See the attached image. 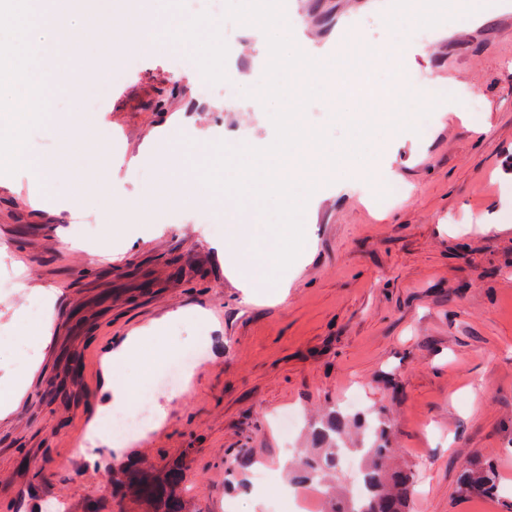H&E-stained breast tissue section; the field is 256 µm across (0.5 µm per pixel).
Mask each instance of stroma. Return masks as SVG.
<instances>
[{"label":"stroma","instance_id":"obj_1","mask_svg":"<svg viewBox=\"0 0 512 512\" xmlns=\"http://www.w3.org/2000/svg\"><path fill=\"white\" fill-rule=\"evenodd\" d=\"M293 16L327 53L358 40L362 49L384 43L396 0H290ZM512 0L490 11L463 14L449 25L447 11L403 25L409 56L397 67H375L377 82L399 72L413 85L451 87L453 97L429 115H412L415 130H400L378 152L371 173L348 186L326 179L304 210L305 244L285 271L283 298L258 295L245 302L233 270L241 254L230 228L252 231L272 245L267 219L254 199L237 205L209 194L200 208H174L143 217L135 202L156 185L147 159L164 138L180 157L176 176L188 194L214 143L235 144L239 130L252 142L275 136L264 104L245 111L223 94L200 100L209 82L252 64L264 72L266 37L253 25L203 17L184 0L166 9L152 31L151 49L124 81L111 79L121 56L87 74L89 94L103 99L93 118L97 137L86 156L118 155L111 197L67 200L80 164L64 166L55 186L27 171L0 174V388L18 379L26 387L16 409L0 416V512H47L66 496V512H136L112 496V468L135 460L188 464L189 512H295L283 497L285 446L311 445L308 427L341 407L349 395L360 411L390 426L398 461L416 475L409 512H512ZM164 27L187 32L200 52L201 77ZM246 39L243 50L218 55L225 31ZM165 100L164 111L152 104ZM84 102L57 93L48 115L28 139L44 156L64 151L60 136ZM346 100L322 95L304 112L310 128L342 142L335 117ZM470 113L485 134L460 118ZM405 196L387 203L388 183ZM224 240L216 249L213 238ZM45 323L20 316L43 297ZM179 313L177 322L134 357L128 372L111 374L106 357L136 330ZM44 343L41 363L25 372L20 348ZM206 349L184 392L155 391L167 416L121 450L93 426L109 410L113 383L155 378L192 346ZM80 372H72V360ZM294 410L290 436L277 424ZM100 452L85 459V442ZM252 457L257 478L248 493L235 488L232 461ZM494 460L500 491L468 498L458 491L462 465Z\"/></svg>","mask_w":512,"mask_h":512}]
</instances>
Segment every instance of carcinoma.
Returning <instances> with one entry per match:
<instances>
[{
  "label": "carcinoma",
  "mask_w": 512,
  "mask_h": 512,
  "mask_svg": "<svg viewBox=\"0 0 512 512\" xmlns=\"http://www.w3.org/2000/svg\"><path fill=\"white\" fill-rule=\"evenodd\" d=\"M348 419L334 411L313 429L314 447L288 461V481L293 486L317 480L325 486L326 512H406L414 493L412 473L394 465L397 449L389 447L385 429L375 422H363L369 444L356 448L365 466V492L359 499L337 493L329 477L338 471L348 449L340 434ZM188 465L144 469L130 460L112 472V486L129 497L142 512H186L184 484ZM459 490L465 496L489 497L496 493L495 464L466 466Z\"/></svg>",
  "instance_id": "carcinoma-1"
}]
</instances>
